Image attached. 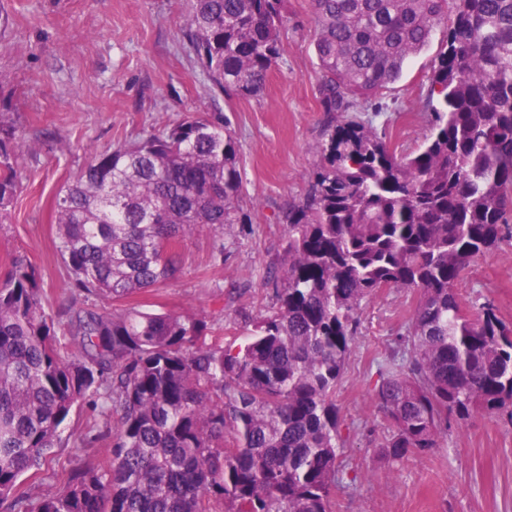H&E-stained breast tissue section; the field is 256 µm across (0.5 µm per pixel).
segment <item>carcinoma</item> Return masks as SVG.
Segmentation results:
<instances>
[{"label":"carcinoma","mask_w":512,"mask_h":512,"mask_svg":"<svg viewBox=\"0 0 512 512\" xmlns=\"http://www.w3.org/2000/svg\"><path fill=\"white\" fill-rule=\"evenodd\" d=\"M323 112L306 193L288 206L270 306L240 344L203 316L95 304L57 320L34 270L0 284V506L5 512H336L345 447L336 386L363 304L416 292L375 407L392 462L452 421L512 418V323L456 291L512 234V0H313ZM443 26L424 106L429 132L390 148L378 96ZM181 30L212 90L254 96L288 39L285 0H190ZM31 148L0 126V214ZM238 143L202 108L139 141L93 151L58 190V251L103 303L177 279L197 229L248 222ZM79 445L108 442L32 498L19 482L73 408Z\"/></svg>","instance_id":"1"}]
</instances>
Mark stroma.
<instances>
[{"mask_svg":"<svg viewBox=\"0 0 512 512\" xmlns=\"http://www.w3.org/2000/svg\"><path fill=\"white\" fill-rule=\"evenodd\" d=\"M187 0H0V124L32 142L15 163L21 182L0 218V280L13 260L35 271L45 310L64 319L91 297L76 288L57 252L54 198L91 160V149L140 140L200 106L224 115L239 143V167L250 223L204 227L184 241L175 281L116 301L154 313L207 316L213 334L243 339L245 321L265 305L263 276L283 253L285 214L308 186L322 114L311 0H287L295 23L263 92L218 94L183 44ZM436 46L406 65L380 96L386 133L397 150L420 147L428 130L421 91ZM456 291L468 304L491 299L512 321V237L477 257ZM416 294L384 289L365 304L357 338L336 387V405L349 440L342 448L351 486L338 512H512V421L477 414L452 425L435 448L400 463L379 446L388 423L371 398ZM88 412L60 428L61 443L38 475L22 481L33 496L54 487L76 460Z\"/></svg>","mask_w":512,"mask_h":512,"instance_id":"obj_1","label":"stroma"}]
</instances>
